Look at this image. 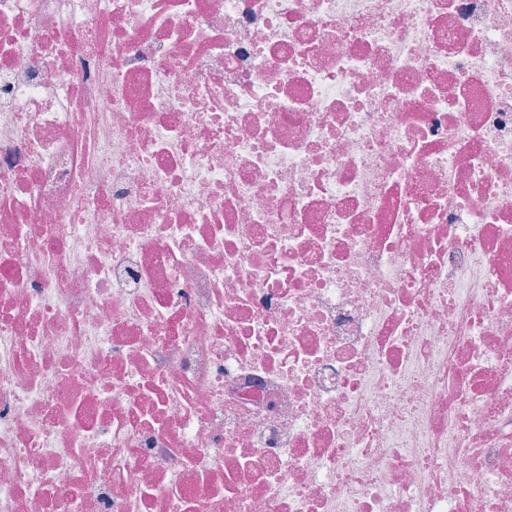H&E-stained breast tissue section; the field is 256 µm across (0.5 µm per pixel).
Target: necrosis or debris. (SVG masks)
Instances as JSON below:
<instances>
[{"instance_id": "obj_1", "label": "necrosis or debris", "mask_w": 512, "mask_h": 512, "mask_svg": "<svg viewBox=\"0 0 512 512\" xmlns=\"http://www.w3.org/2000/svg\"><path fill=\"white\" fill-rule=\"evenodd\" d=\"M0 512H512V0H0Z\"/></svg>"}]
</instances>
